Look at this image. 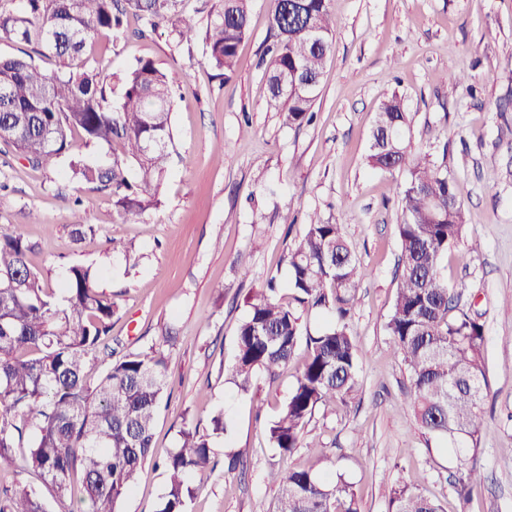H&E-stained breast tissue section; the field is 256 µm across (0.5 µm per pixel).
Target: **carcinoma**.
Returning <instances> with one entry per match:
<instances>
[{"label": "carcinoma", "mask_w": 512, "mask_h": 512, "mask_svg": "<svg viewBox=\"0 0 512 512\" xmlns=\"http://www.w3.org/2000/svg\"><path fill=\"white\" fill-rule=\"evenodd\" d=\"M181 0H0V39L26 46L0 57V146L32 165L68 159L71 178L112 189L123 222L139 223L161 205L159 189L172 139L173 87L151 59L123 75L119 92L87 60L88 42L122 33L134 12L154 28L178 15ZM251 0H217L204 42L207 62L230 78L249 32ZM274 0V41L265 71L270 105L283 122L314 117L320 75L336 28L328 0ZM321 40L310 38L308 28ZM38 56L57 59L64 72L48 74ZM411 119L397 92L381 102L367 162L402 171L399 258L394 304L386 322L394 353L410 381L407 405L425 443L441 440L459 453L480 445V419L490 381L479 315L459 307L461 292L442 266L465 228L462 190L447 166L410 149ZM116 147L112 166L87 163L74 135ZM30 247L13 224H0V463L22 456L40 486L0 488V512H50L45 487L63 512H119L151 456L153 429L165 392V357L151 348L111 362L95 382L88 370L109 349L116 308L97 287L90 266L66 270L60 293L43 287L28 262ZM292 302L276 299L278 285L250 293L236 336L235 385L247 392L255 376L272 375L300 347L303 370L268 426L272 447L292 454L320 405L348 406L358 392V343L348 319L366 275L343 225L311 219L288 251ZM331 316L312 333L298 308ZM210 434L186 423L180 443L163 462L167 491L160 512H187L195 488L214 470ZM314 464L288 472L276 512H361L354 486L330 476L335 461L311 448ZM483 480L476 464L461 468L453 487L465 499ZM390 512H442L438 502L406 485L392 490Z\"/></svg>", "instance_id": "obj_1"}]
</instances>
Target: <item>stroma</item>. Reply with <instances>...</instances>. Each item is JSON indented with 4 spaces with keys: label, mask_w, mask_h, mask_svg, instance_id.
Wrapping results in <instances>:
<instances>
[{
    "label": "stroma",
    "mask_w": 512,
    "mask_h": 512,
    "mask_svg": "<svg viewBox=\"0 0 512 512\" xmlns=\"http://www.w3.org/2000/svg\"><path fill=\"white\" fill-rule=\"evenodd\" d=\"M213 2L182 0L196 26L191 39L179 40L169 23L146 29L131 14L130 37L101 34L88 51L91 65L117 77L151 58L178 88L161 206L141 223H122L110 192L68 182L65 159L34 167L1 151L0 224L16 225L33 245L30 262L46 287L57 288L68 266L96 268L117 309L113 349L164 353L168 398L155 458L178 447L184 420L223 413L227 430L211 437L217 467L198 483L190 512H253L259 502L274 512L289 465H309L311 447L335 460L363 512H388L397 485L443 512H512V0H330L337 26L316 118L292 128L270 107L264 78L272 0H252L250 32L228 79L205 59ZM141 28L145 37H134ZM461 73L474 92L455 83ZM393 91L412 117V153L446 159L465 199V233L444 275L481 316L490 380L474 455L485 479L465 500L448 482L460 467L455 451L425 443L410 423L408 372L385 330L397 286L396 186L405 175L371 169L366 156L375 112ZM335 206L369 270L350 320L360 390L350 406L317 409L302 448L286 458L272 448L267 424L305 354L241 392L232 380L236 328L245 295L269 277L288 298V249L310 214L325 218ZM75 224L95 232L74 242ZM230 451L242 452L243 469L224 471ZM166 485L165 472L146 462L122 512H159Z\"/></svg>",
    "instance_id": "1"
}]
</instances>
